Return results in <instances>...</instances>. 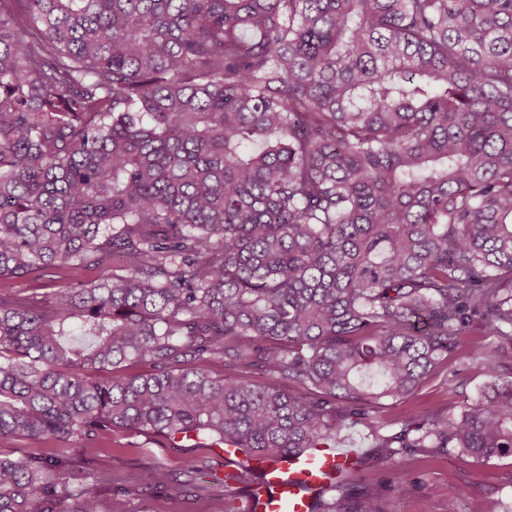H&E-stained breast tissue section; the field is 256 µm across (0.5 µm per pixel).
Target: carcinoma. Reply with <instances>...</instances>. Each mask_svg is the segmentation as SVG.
<instances>
[{"instance_id":"1","label":"carcinoma","mask_w":512,"mask_h":512,"mask_svg":"<svg viewBox=\"0 0 512 512\" xmlns=\"http://www.w3.org/2000/svg\"><path fill=\"white\" fill-rule=\"evenodd\" d=\"M108 261L0 296V433L192 437L266 487L350 420L399 496L417 455L512 456V0H0V278ZM462 360L474 403L383 432ZM97 483L0 454V512ZM103 269L90 268L82 270L80 275L76 278H70L64 271L58 268L47 269L43 272L33 274L23 279L11 280L8 282L9 288H4V294H11L13 296H24L32 293H39L45 295L59 288L63 281L60 276H66L65 282L82 283L99 279L102 276Z\"/></svg>"}]
</instances>
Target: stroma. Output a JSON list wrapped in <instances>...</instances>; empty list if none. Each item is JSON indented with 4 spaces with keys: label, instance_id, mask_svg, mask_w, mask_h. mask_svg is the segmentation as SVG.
Returning <instances> with one entry per match:
<instances>
[{
    "label": "stroma",
    "instance_id": "stroma-1",
    "mask_svg": "<svg viewBox=\"0 0 512 512\" xmlns=\"http://www.w3.org/2000/svg\"><path fill=\"white\" fill-rule=\"evenodd\" d=\"M483 383L481 365L464 361L454 379L447 381L439 376L405 400L386 401L379 422L389 433L395 429L398 417L420 416L438 404L459 411L478 399ZM31 452L63 454L73 472L97 470L101 492L117 486L125 488V496L117 500L125 512H234L246 492L242 485L195 492V469L210 468L220 475L229 462L223 448H201L190 440L173 448L166 439L153 434L115 429L94 440L74 438L58 446L0 434V453L21 456ZM157 463L172 475L168 486L158 491L141 488L140 473ZM386 469V464L368 456L356 476L378 499L383 512H446L452 499L461 503L480 500L486 512H512V457L486 464L453 451L440 457L417 456L409 466L414 490L403 497L385 489L382 479Z\"/></svg>",
    "mask_w": 512,
    "mask_h": 512
}]
</instances>
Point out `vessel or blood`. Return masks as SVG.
I'll use <instances>...</instances> for the list:
<instances>
[{"label":"vessel or blood","instance_id":"obj_1","mask_svg":"<svg viewBox=\"0 0 512 512\" xmlns=\"http://www.w3.org/2000/svg\"><path fill=\"white\" fill-rule=\"evenodd\" d=\"M359 458V449L336 447L279 460L268 471L271 497L247 498L240 512H310L313 494L337 488L343 474L357 469Z\"/></svg>","mask_w":512,"mask_h":512}]
</instances>
